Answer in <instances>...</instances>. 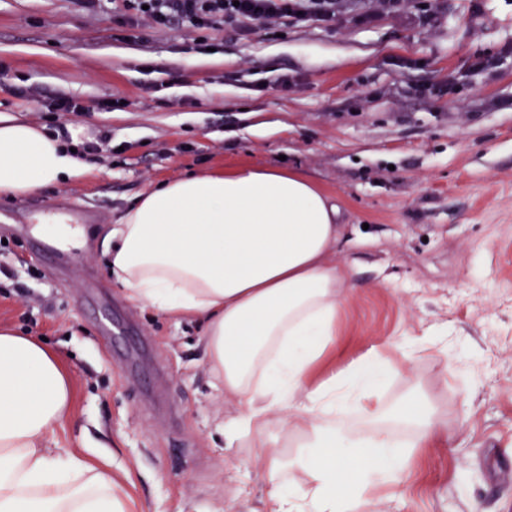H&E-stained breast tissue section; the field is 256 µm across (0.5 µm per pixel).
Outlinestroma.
Wrapping results in <instances>:
<instances>
[{"mask_svg":"<svg viewBox=\"0 0 512 512\" xmlns=\"http://www.w3.org/2000/svg\"><path fill=\"white\" fill-rule=\"evenodd\" d=\"M375 7L244 38L133 26L110 0H0V111L98 148L78 181L0 194V326L62 355L54 439L126 474L129 512H262L263 459L224 445L237 404L202 322L131 304L99 245L148 188L242 165L303 173L341 212L336 334L308 385L373 348L384 407L428 403L448 430L401 448L397 476L357 473L370 512H512V0H432L431 24L414 0L361 21ZM62 204L95 221L52 246L35 217Z\"/></svg>","mask_w":512,"mask_h":512,"instance_id":"35a3bbf8","label":"stroma"}]
</instances>
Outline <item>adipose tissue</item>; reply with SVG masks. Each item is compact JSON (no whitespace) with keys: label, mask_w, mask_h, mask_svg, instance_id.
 <instances>
[{"label":"adipose tissue","mask_w":512,"mask_h":512,"mask_svg":"<svg viewBox=\"0 0 512 512\" xmlns=\"http://www.w3.org/2000/svg\"><path fill=\"white\" fill-rule=\"evenodd\" d=\"M87 154L43 127L0 113V193L21 197L81 178ZM340 211L293 171L239 166L186 174L150 188L103 236L108 271L127 300L174 319L202 320L206 361L237 412L227 447L265 458V512H355L354 467L401 466L394 429L421 447L447 433L437 411L406 404L386 415L375 393L386 375L368 350L340 375L308 386L332 341L346 275L329 260ZM72 388L60 356L0 327V512H128L122 480L53 434ZM292 419V455L278 452L273 415ZM379 421L361 434L354 415ZM304 472V484L287 477Z\"/></svg>","instance_id":"adipose-tissue-1"}]
</instances>
